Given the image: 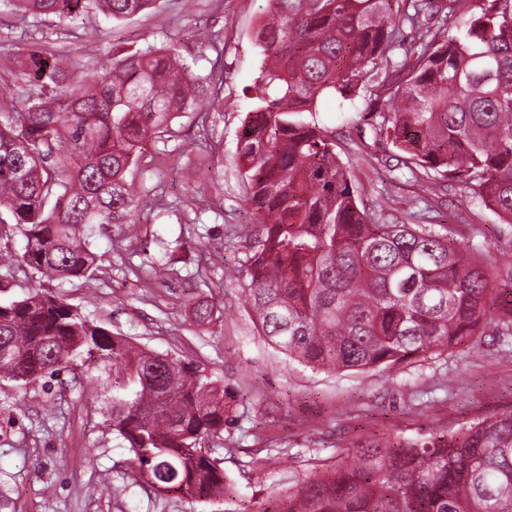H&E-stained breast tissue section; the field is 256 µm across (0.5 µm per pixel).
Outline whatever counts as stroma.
Segmentation results:
<instances>
[{
    "label": "stroma",
    "mask_w": 512,
    "mask_h": 512,
    "mask_svg": "<svg viewBox=\"0 0 512 512\" xmlns=\"http://www.w3.org/2000/svg\"><path fill=\"white\" fill-rule=\"evenodd\" d=\"M435 3L421 24L452 34L457 16L478 18L492 0ZM267 12V0H198L189 14L183 0H163L159 11L129 21L77 20L57 42L83 72L101 69L108 47L149 43L176 44L196 75L223 72L219 107L205 102L182 114L135 172L137 236L116 224L94 231L93 279L62 283L60 291L113 333L189 358L230 391L234 420L213 453L236 487L234 501L165 495L122 473L129 452L104 416L112 368L78 361L46 388L0 380V512H261L350 456L359 437L455 431L512 409V334L492 324L473 343L368 372L310 369L258 334L242 285L224 270L248 251L243 229L258 220L245 202L236 147L261 64L254 28ZM210 33L221 37L223 57L203 43ZM382 75L378 68L364 76L350 118L335 100L316 112L350 165L361 203L380 223L450 229L461 246L492 263L504 285L512 279V224L500 223L459 183L426 192L377 132ZM143 263L156 269L146 282L132 272ZM195 298L215 303L211 323L193 322ZM260 460L265 475L257 481L251 473Z\"/></svg>",
    "instance_id": "1"
}]
</instances>
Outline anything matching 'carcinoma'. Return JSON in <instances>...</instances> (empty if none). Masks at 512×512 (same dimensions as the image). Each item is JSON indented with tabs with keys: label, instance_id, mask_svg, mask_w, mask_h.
<instances>
[{
	"label": "carcinoma",
	"instance_id": "carcinoma-1",
	"mask_svg": "<svg viewBox=\"0 0 512 512\" xmlns=\"http://www.w3.org/2000/svg\"><path fill=\"white\" fill-rule=\"evenodd\" d=\"M64 31L91 13L122 22L157 0H0ZM425 0H270L254 32L263 62L255 106L237 142L256 246L232 276L261 335L317 370L391 368L458 347L509 310L490 314L488 264L424 224H376L361 207L328 131L304 114L338 97L355 105L367 69L386 63L379 131L425 182L457 181L512 224V0L457 22L459 34L418 24ZM415 29L416 57L393 60L399 23ZM27 87L0 112V229L26 267L50 281L96 271L87 230L127 224L139 200L127 177L149 143L198 102L218 100L222 71L196 77L175 45L114 49L86 76L43 39L11 45ZM216 306L191 303L194 322ZM81 359L112 365V431L129 470L155 490L186 487L211 502L230 488L207 446L232 411L224 386L192 362L140 349L43 288L0 300V379L24 388L58 380ZM351 463L286 491L263 512H512V411L458 431L417 438L365 436Z\"/></svg>",
	"mask_w": 512,
	"mask_h": 512
}]
</instances>
